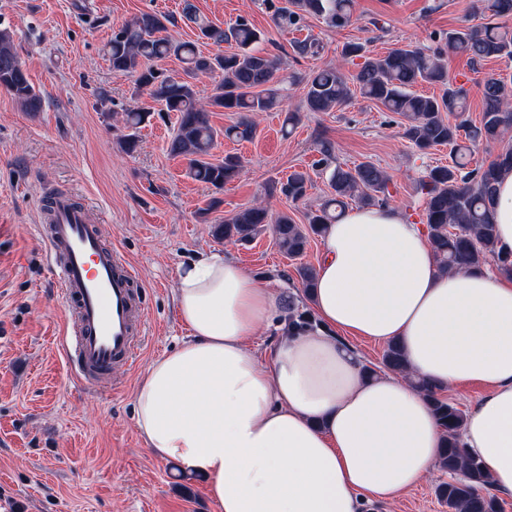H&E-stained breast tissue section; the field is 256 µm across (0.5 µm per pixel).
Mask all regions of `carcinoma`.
Returning <instances> with one entry per match:
<instances>
[{
    "label": "carcinoma",
    "mask_w": 512,
    "mask_h": 512,
    "mask_svg": "<svg viewBox=\"0 0 512 512\" xmlns=\"http://www.w3.org/2000/svg\"><path fill=\"white\" fill-rule=\"evenodd\" d=\"M269 7L275 9L276 19L290 27L299 26L309 15L340 29L352 21L354 0H288L285 8L273 3ZM481 12L488 14L486 23L436 35L432 46L406 44L383 54L367 55L358 44L345 45L343 57L362 59L357 72L349 78L338 67L318 71L306 83L305 103L310 112L339 108L351 99L349 81L353 80L361 95L407 120L405 137L419 151L449 147L451 163L430 168L416 183V191L424 197L422 220L438 265L448 272L460 268L481 270L493 264L501 274L512 276V254L498 249L493 222L495 186L503 173L512 172V149L502 151L488 165L469 171L463 162V151L469 145L494 143L512 127V82L492 76L484 79L480 88L485 109L475 125L463 119L467 91L448 68L452 53L465 54L473 63L488 58L512 62V33L496 22L512 15V0H482ZM173 23L175 19L156 13L131 19L112 31L107 60L113 74L134 78L137 94L145 93L161 105V111L177 114L170 152L188 159L192 179L221 190L238 177L242 163L233 155L215 161L212 150L221 135L237 141L252 140L257 129L254 115L281 104L278 62L257 48L261 33L243 16L225 29L198 25L202 39L216 45L235 42L237 51L227 54L206 56L192 42L169 39L163 32ZM172 56L184 64V76L175 78L153 65ZM216 71L222 72L224 79L213 90L209 105L238 114L237 121L222 131L211 125L206 105L198 102L193 83L197 76ZM422 84L439 87L441 95L413 91ZM0 88L8 91L24 111L35 114L42 110V97L30 83L7 30H0ZM151 112L150 107L130 109L125 112V122L136 129ZM445 112L461 120L453 123L443 116ZM320 154L316 166L331 169L332 197L306 215L307 224H297L286 214L273 219L267 208L257 205L214 225L213 235L243 245L270 228L279 250L290 258H299L310 236H323L326 226L345 211L347 201L355 200L367 207L387 203L392 179L383 168L365 161L345 169L335 163L329 144L322 145ZM309 181L307 172L295 170L280 192L293 202L300 201L306 196ZM288 325L312 328L315 320L310 312H299L291 306ZM382 365L388 371L403 370V355L396 345L386 346ZM420 387L445 433L439 466L448 473V481L437 487L439 497L448 504L449 512H503L499 498L488 492L490 479L482 463L464 448L461 432L465 411L428 384L422 382Z\"/></svg>",
    "instance_id": "obj_1"
}]
</instances>
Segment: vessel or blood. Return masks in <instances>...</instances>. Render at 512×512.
I'll return each mask as SVG.
<instances>
[{"mask_svg": "<svg viewBox=\"0 0 512 512\" xmlns=\"http://www.w3.org/2000/svg\"><path fill=\"white\" fill-rule=\"evenodd\" d=\"M38 232L68 305L71 325L59 342L69 368L81 383L114 387L145 339L142 278L69 192L53 193Z\"/></svg>", "mask_w": 512, "mask_h": 512, "instance_id": "vessel-or-blood-1", "label": "vessel or blood"}]
</instances>
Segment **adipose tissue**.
I'll return each mask as SVG.
<instances>
[{
  "instance_id": "obj_1",
  "label": "adipose tissue",
  "mask_w": 512,
  "mask_h": 512,
  "mask_svg": "<svg viewBox=\"0 0 512 512\" xmlns=\"http://www.w3.org/2000/svg\"><path fill=\"white\" fill-rule=\"evenodd\" d=\"M173 300L189 334L148 366L135 422L159 459L201 476L218 512H362L439 465L444 434L420 378L485 392L462 433L494 489L512 494V280L441 271L422 225L389 207L329 225L309 331L251 341L284 296L234 260L202 254ZM398 344L405 370L366 377L353 341Z\"/></svg>"
}]
</instances>
